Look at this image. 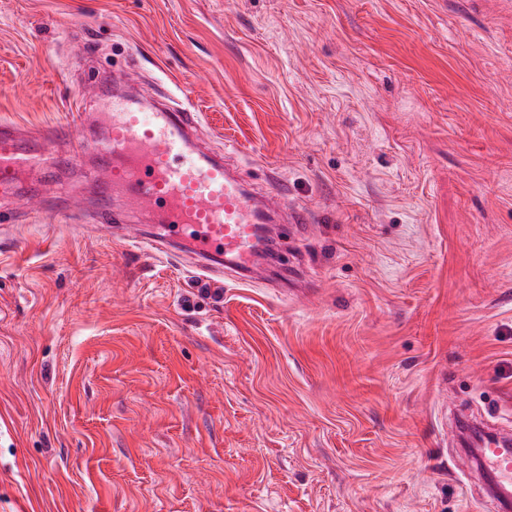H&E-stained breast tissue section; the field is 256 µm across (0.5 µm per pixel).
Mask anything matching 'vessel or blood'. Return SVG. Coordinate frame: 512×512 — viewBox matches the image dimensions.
Listing matches in <instances>:
<instances>
[{"label": "vessel or blood", "mask_w": 512, "mask_h": 512, "mask_svg": "<svg viewBox=\"0 0 512 512\" xmlns=\"http://www.w3.org/2000/svg\"><path fill=\"white\" fill-rule=\"evenodd\" d=\"M200 125L194 109L154 104L142 109L123 95H113L102 132L73 141L68 151L56 147L64 129L24 138L8 123H0V196L15 195L27 168L45 164L78 165L94 161L93 172L103 198L96 220L120 225L122 242L157 254L184 243L197 258L203 276L228 269L250 282L260 273L257 257L264 249L269 225L287 222L292 235L311 223L308 209L286 207L283 188L272 176L256 182L232 167L229 158L199 148L192 137ZM123 193L137 211L138 223L113 210L108 202ZM482 458L497 479V493L512 498V453L503 454L486 442Z\"/></svg>", "instance_id": "1"}]
</instances>
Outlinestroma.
Masks as SVG:
<instances>
[{
	"instance_id": "35a3bbf8",
	"label": "stroma",
	"mask_w": 512,
	"mask_h": 512,
	"mask_svg": "<svg viewBox=\"0 0 512 512\" xmlns=\"http://www.w3.org/2000/svg\"><path fill=\"white\" fill-rule=\"evenodd\" d=\"M202 114L313 217L261 282L21 212L0 512H491L512 438V0H0V121ZM482 458L488 464L494 477L498 496L510 500L512 497V453L505 448H497L498 444L488 441L483 445ZM507 458L503 457V453Z\"/></svg>"
}]
</instances>
